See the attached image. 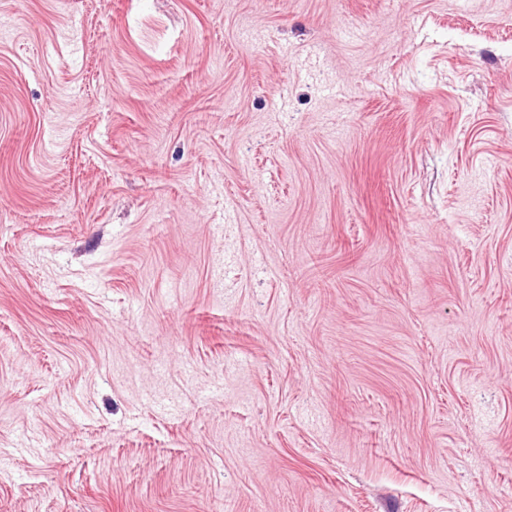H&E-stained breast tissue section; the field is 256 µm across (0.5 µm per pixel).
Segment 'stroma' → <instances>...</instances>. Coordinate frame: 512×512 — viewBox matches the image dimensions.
I'll use <instances>...</instances> for the list:
<instances>
[{
    "instance_id": "stroma-1",
    "label": "stroma",
    "mask_w": 512,
    "mask_h": 512,
    "mask_svg": "<svg viewBox=\"0 0 512 512\" xmlns=\"http://www.w3.org/2000/svg\"><path fill=\"white\" fill-rule=\"evenodd\" d=\"M0 512H512V0H0Z\"/></svg>"
}]
</instances>
